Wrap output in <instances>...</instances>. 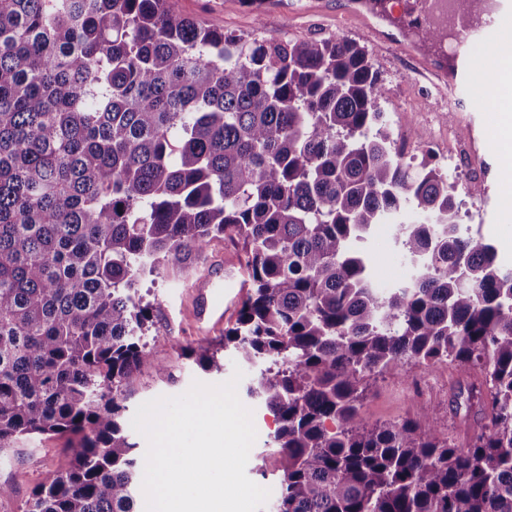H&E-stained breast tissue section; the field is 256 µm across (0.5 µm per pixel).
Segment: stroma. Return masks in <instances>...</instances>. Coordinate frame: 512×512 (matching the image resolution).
Returning <instances> with one entry per match:
<instances>
[{
  "label": "stroma",
  "mask_w": 512,
  "mask_h": 512,
  "mask_svg": "<svg viewBox=\"0 0 512 512\" xmlns=\"http://www.w3.org/2000/svg\"><path fill=\"white\" fill-rule=\"evenodd\" d=\"M395 20H380L352 0H172L177 15L220 27L225 33L253 39L321 40L340 36L363 46L386 88L381 108L394 140L411 141L424 133L425 148L448 176L459 180L460 222L465 235L493 243L504 268L512 267V211L504 170L512 155L493 143L497 118L512 89L476 80L471 90L448 94L430 69L420 66L409 51L401 21L417 18L415 0H391ZM377 257L374 274L378 288L391 292L416 274V269L388 225H377L364 244ZM222 277L218 297L224 310L220 324L197 323L203 303L198 282ZM245 259L231 240H211L201 255L168 263L161 274L140 279L138 291L150 303L152 315L144 340L150 358L127 381L123 395L124 423L142 403L161 396H177L193 381L208 384L228 380L242 369L237 393L253 411L257 439L250 451L247 476L258 485L277 488L274 456L268 441L277 427L274 414L247 388L260 374V364L241 363L237 352L224 344L247 291ZM211 341L224 362L223 372H203L184 355L186 348ZM167 376H159L157 365ZM476 374L457 363L434 367L404 366L369 379L361 417L373 426L418 417L422 408L435 409L436 428L449 442L463 446L474 437L477 424H464L452 406L456 389ZM66 441L39 436L20 443L18 451L0 455V512H24L32 490L48 473L66 462Z\"/></svg>",
  "instance_id": "1"
}]
</instances>
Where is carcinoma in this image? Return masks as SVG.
Returning a JSON list of instances; mask_svg holds the SVG:
<instances>
[{
  "mask_svg": "<svg viewBox=\"0 0 512 512\" xmlns=\"http://www.w3.org/2000/svg\"><path fill=\"white\" fill-rule=\"evenodd\" d=\"M368 53L253 39L169 0H0V454L65 436L26 512H137L121 390L149 360L138 278L228 235L251 282L224 332L265 361L248 394L278 423L275 512H512V268L459 232L448 175L405 161ZM392 223L418 273L388 295L353 248ZM210 342L188 348L205 371ZM484 369L431 412L368 427L367 379Z\"/></svg>",
  "mask_w": 512,
  "mask_h": 512,
  "instance_id": "1",
  "label": "carcinoma"
}]
</instances>
